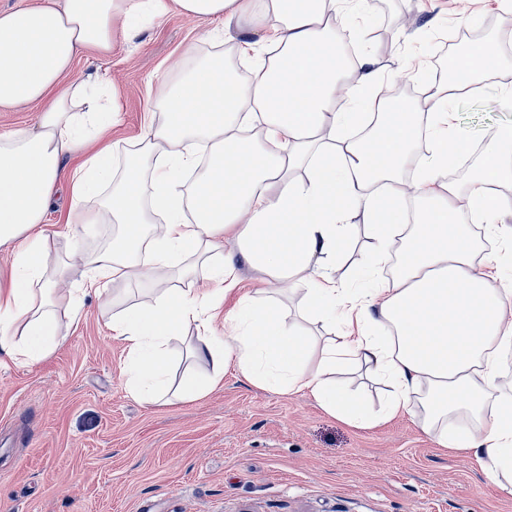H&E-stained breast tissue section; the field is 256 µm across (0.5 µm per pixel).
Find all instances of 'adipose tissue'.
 I'll use <instances>...</instances> for the list:
<instances>
[{"label": "adipose tissue", "instance_id": "adipose-tissue-1", "mask_svg": "<svg viewBox=\"0 0 512 512\" xmlns=\"http://www.w3.org/2000/svg\"><path fill=\"white\" fill-rule=\"evenodd\" d=\"M173 13L250 17L238 55L252 77L226 70L220 51L162 75L144 133L114 162L104 140L115 102L68 74L80 52L109 58L117 39ZM363 21L361 0H44L0 13V108L39 106L32 128L0 134V246L13 249L0 282V352L36 361L65 343L61 319L77 321L81 303L60 305L70 265L50 259L49 238L113 223L111 243L85 259L83 292L103 295L117 280L149 288L151 303L112 314L132 396L166 399L167 346L192 325L188 353L207 370L178 398L214 389L231 370L282 395L308 392L362 427L416 415L441 447L473 452L511 495L512 385L501 382L499 354L512 348V226L500 220L512 197L491 190L512 183V128L488 140L464 184L443 178L449 154L470 150L449 131L457 95L489 80L470 60L497 59L499 48L461 49L422 125L409 104L379 98L383 78L365 50L337 63V31ZM424 137L427 153L415 157ZM64 184L71 218L50 231L46 214ZM350 207L367 216L370 264L400 256L390 277L365 288L336 277L343 245L360 231L345 221ZM474 223L500 243L497 262L477 261ZM200 264L206 288L193 285ZM242 265L271 292L302 290L307 316L337 326L336 336L315 345L246 294L225 309ZM219 317L229 335L215 334ZM355 369L390 385L382 416L337 386V373Z\"/></svg>", "mask_w": 512, "mask_h": 512}]
</instances>
